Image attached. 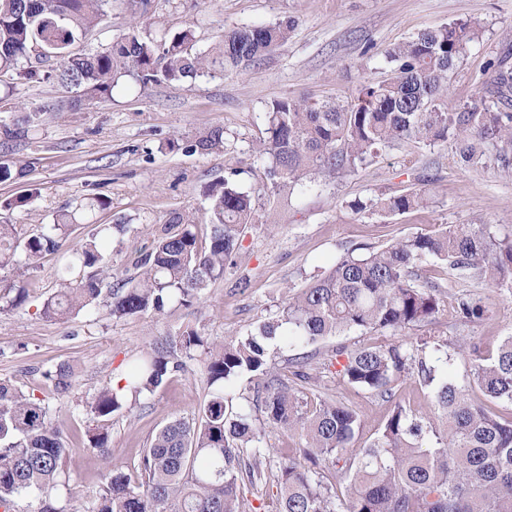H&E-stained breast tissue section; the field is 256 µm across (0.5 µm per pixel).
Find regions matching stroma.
Here are the masks:
<instances>
[{"instance_id":"1","label":"stroma","mask_w":512,"mask_h":512,"mask_svg":"<svg viewBox=\"0 0 512 512\" xmlns=\"http://www.w3.org/2000/svg\"><path fill=\"white\" fill-rule=\"evenodd\" d=\"M289 18L297 25L288 41L240 73L188 78L144 91L128 79L102 100L77 99L48 78L0 90L1 126L11 125L21 112L41 113L35 130L0 141V161L19 173L16 180L0 183V199L36 192L25 208L0 210V224L14 225L17 237L41 230L85 195H104L110 207L97 213L94 223L74 226L68 243L79 245L96 228L125 222L126 234L112 245V272L123 277L132 273L133 258L151 242L147 225L163 223L174 211H203L207 185L231 175L257 200L255 221L245 229L235 264L210 283L192 308L173 302L163 315L120 322L99 307L69 320L49 319L41 307L59 284L58 255H45L22 274L12 266L0 268V282L21 278L28 285L23 305L0 311V379L43 399L62 429L69 453L55 495L70 512L84 508L113 468L134 471L155 433L170 420L193 417L206 396L201 361L190 360L187 371L172 375L131 412L107 422L110 454L90 448L89 402L149 344L189 325L218 340L244 333L284 301L288 288L305 287L348 254L360 256L367 248L449 224L512 225V172L493 162L460 169L450 143L433 148L404 142L354 172L321 176L277 193L265 176L267 160L257 151L272 101L301 95L353 100L360 84L386 77L387 50L426 27L467 21L476 37L445 101L448 111H458L490 88V61H512V0H151L148 13L154 33L192 27L198 50L220 42L225 30ZM129 20L125 5H113L76 52L91 54L111 43ZM213 128L225 132L223 150L166 148L170 140L183 144ZM411 189L426 192L425 207L396 216L357 215L350 209L357 199ZM420 274L445 285L443 311L438 323L406 330V337H435L452 347L468 344L491 352L512 332V290L467 280L468 291L480 296L491 313L483 321L465 323L455 313L456 291L447 285L444 264H423ZM380 341L376 334L349 332L313 348L288 345L276 359L277 370L289 382L292 359L310 353L323 359L342 346ZM61 362L76 364L79 372L78 385L64 395L43 376ZM324 391L361 414L359 444L373 439L391 401L334 377L325 378Z\"/></svg>"}]
</instances>
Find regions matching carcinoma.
Listing matches in <instances>:
<instances>
[{
	"mask_svg": "<svg viewBox=\"0 0 512 512\" xmlns=\"http://www.w3.org/2000/svg\"><path fill=\"white\" fill-rule=\"evenodd\" d=\"M134 20L108 47L94 54L73 50L105 17L112 0H0V70L37 79V65L57 62L53 78L87 99L112 97L128 77L145 90L215 72H240L262 61L290 37L295 21L273 26L247 25L224 32L215 46L193 50L194 30L143 28L150 0H129ZM467 22L419 31L386 52L391 74L364 83L355 99L342 102L301 96L276 100L267 111L266 139L258 153L268 159L267 178L280 190L324 173L351 172L380 152L405 141L436 146L453 141L464 170L490 161L512 166V112L479 97L461 111L444 107L457 63L473 40ZM496 93H512V68L491 64ZM36 112L17 119L16 129L38 125ZM224 131L212 130L171 151L209 152L225 146ZM497 149L492 155L489 148ZM202 214L173 212L149 225L151 247L140 253L133 276L112 280L109 250L127 225L100 229L66 250L70 228L87 224L109 207L100 194L87 195L53 217V223L23 240L11 224H0V267L30 266L47 253H59V289L42 306L48 318H69L90 305L103 306L114 321L161 314L172 301L197 304L210 282L224 275L241 247L243 226L253 222L256 199L231 178L210 185ZM423 191L356 200L357 214L379 210L404 214L423 207ZM430 260L447 265L456 286L477 278L489 288H512V231L491 224H450L420 232L354 257L347 255L306 287L288 289L277 311L254 329L224 341L208 339L188 327L156 342L128 362L125 385H105L89 403V446L108 451L103 423L157 390L186 369L184 358L201 351V371L209 398L198 418H176L151 439L132 475L112 471L88 512H246L244 487L272 479L277 497L273 512H512V333L495 354L472 351L468 382L456 383L450 371L426 362V350L445 356L448 343L420 339L336 350L321 370L335 367L339 381L392 399L395 384L418 367L428 388L430 412L418 413L396 402L377 435L355 447L362 428L359 412L325 397L308 407L303 391L284 382L275 368L282 342L315 345L350 331L401 332L434 324L440 313L438 285L418 281L419 267ZM463 322L488 316L481 299L455 298ZM292 375L317 386L306 361ZM54 389L67 394L77 383L69 362L43 372ZM245 399L248 409L235 400ZM296 437L299 448L281 454L270 434ZM67 448L43 400L9 381L0 382V508L17 512V500L33 494L35 512H64L55 506ZM332 466L348 482L341 498L323 481Z\"/></svg>",
	"mask_w": 512,
	"mask_h": 512,
	"instance_id": "carcinoma-1",
	"label": "carcinoma"
}]
</instances>
